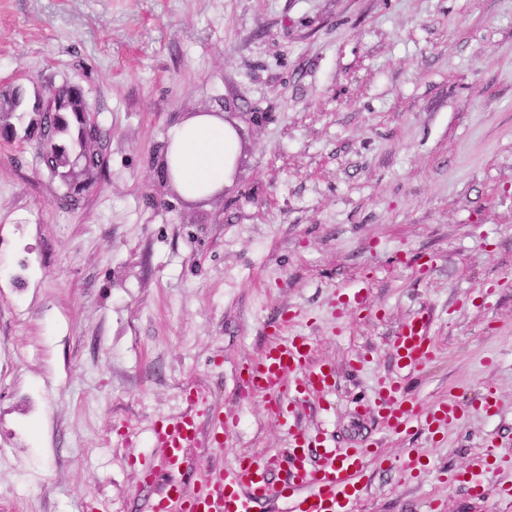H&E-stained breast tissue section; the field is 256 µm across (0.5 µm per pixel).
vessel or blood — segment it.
I'll use <instances>...</instances> for the list:
<instances>
[{
    "mask_svg": "<svg viewBox=\"0 0 512 512\" xmlns=\"http://www.w3.org/2000/svg\"><path fill=\"white\" fill-rule=\"evenodd\" d=\"M297 311L279 313L277 330L239 373L241 399L264 400L271 418L282 428L283 451L240 455L217 474L194 482L185 475L192 467V448H228L235 436L232 419L211 407L199 392L186 396L187 407L155 419L152 440L160 459L141 461L145 484L157 485L153 512H357L367 484L365 474L376 460L371 447L331 448L323 433L299 420L309 405L327 402L336 387V367L313 358L310 336L297 331ZM429 314L408 318L392 339L398 375L380 381L373 409L392 433L406 435L413 425L438 432L457 423L461 408L455 396L421 405L405 392L403 378L424 365L434 344Z\"/></svg>",
    "mask_w": 512,
    "mask_h": 512,
    "instance_id": "vessel-or-blood-1",
    "label": "vessel or blood"
}]
</instances>
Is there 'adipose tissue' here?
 Listing matches in <instances>:
<instances>
[{
    "mask_svg": "<svg viewBox=\"0 0 512 512\" xmlns=\"http://www.w3.org/2000/svg\"><path fill=\"white\" fill-rule=\"evenodd\" d=\"M238 150V134L223 115L200 112L169 128L162 168L178 195L204 202L230 183Z\"/></svg>",
    "mask_w": 512,
    "mask_h": 512,
    "instance_id": "1",
    "label": "adipose tissue"
}]
</instances>
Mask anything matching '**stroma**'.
<instances>
[{
    "label": "stroma",
    "mask_w": 512,
    "mask_h": 512,
    "mask_svg": "<svg viewBox=\"0 0 512 512\" xmlns=\"http://www.w3.org/2000/svg\"><path fill=\"white\" fill-rule=\"evenodd\" d=\"M65 87L107 136L79 201L36 140L0 141V512H152L138 460L191 387L237 423L195 471L284 447L238 369L288 307L336 366L308 423L380 444L358 512H512V0H0V113ZM196 112L240 144L199 204L161 167ZM423 308L435 351L404 386L464 416L399 438L356 410ZM487 449L483 495L447 481Z\"/></svg>",
    "instance_id": "obj_1"
}]
</instances>
